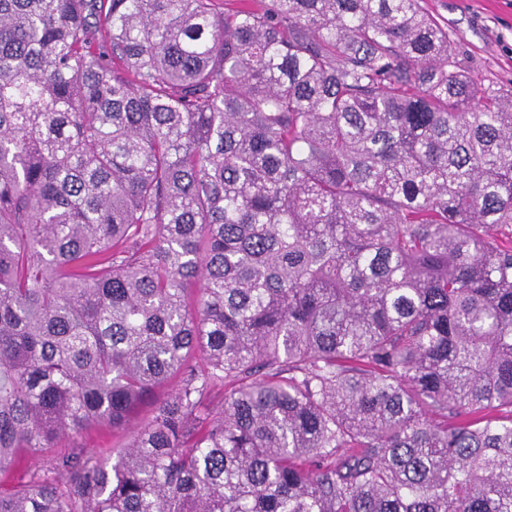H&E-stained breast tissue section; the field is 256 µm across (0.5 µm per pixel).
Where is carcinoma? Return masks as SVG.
Listing matches in <instances>:
<instances>
[{"label":"carcinoma","mask_w":512,"mask_h":512,"mask_svg":"<svg viewBox=\"0 0 512 512\" xmlns=\"http://www.w3.org/2000/svg\"><path fill=\"white\" fill-rule=\"evenodd\" d=\"M0 512H512V90L419 0H0ZM126 441L123 432H114L109 428H94L85 432L82 438H78L77 442L84 448L90 449L92 452H99L103 448H117Z\"/></svg>","instance_id":"1"}]
</instances>
